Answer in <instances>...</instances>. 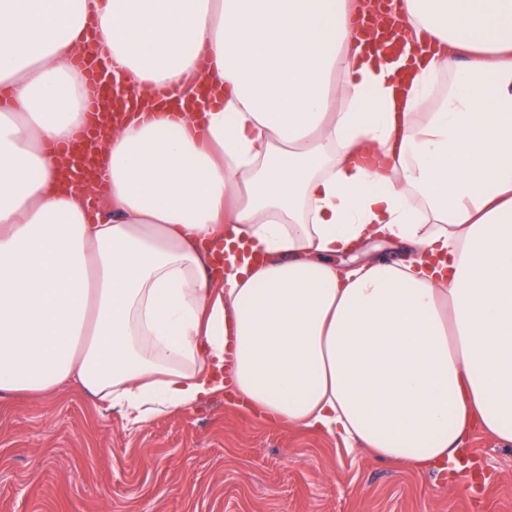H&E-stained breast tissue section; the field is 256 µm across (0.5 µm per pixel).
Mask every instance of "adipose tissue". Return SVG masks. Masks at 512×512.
Masks as SVG:
<instances>
[{
    "mask_svg": "<svg viewBox=\"0 0 512 512\" xmlns=\"http://www.w3.org/2000/svg\"><path fill=\"white\" fill-rule=\"evenodd\" d=\"M392 7L396 56L363 0H0V397L231 387L415 470L512 445V0ZM91 36L159 109L64 186ZM372 240L409 260L333 264Z\"/></svg>",
    "mask_w": 512,
    "mask_h": 512,
    "instance_id": "obj_1",
    "label": "adipose tissue"
}]
</instances>
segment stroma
<instances>
[{"instance_id":"obj_1","label":"stroma","mask_w":512,"mask_h":512,"mask_svg":"<svg viewBox=\"0 0 512 512\" xmlns=\"http://www.w3.org/2000/svg\"><path fill=\"white\" fill-rule=\"evenodd\" d=\"M414 471L219 394L152 422L76 388L0 398V512H512V446Z\"/></svg>"}]
</instances>
